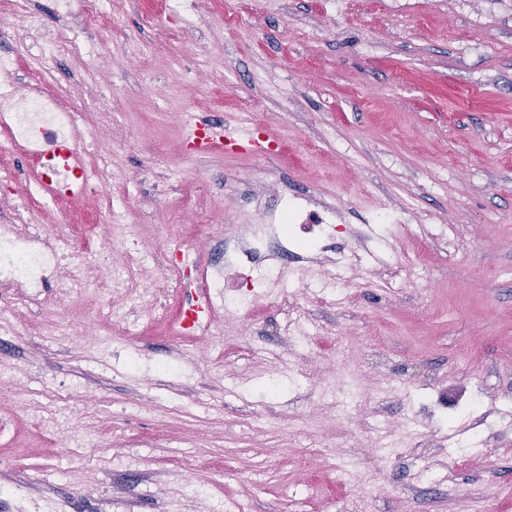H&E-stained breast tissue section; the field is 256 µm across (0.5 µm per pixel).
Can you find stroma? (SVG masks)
<instances>
[{
    "instance_id": "35a3bbf8",
    "label": "stroma",
    "mask_w": 512,
    "mask_h": 512,
    "mask_svg": "<svg viewBox=\"0 0 512 512\" xmlns=\"http://www.w3.org/2000/svg\"><path fill=\"white\" fill-rule=\"evenodd\" d=\"M31 7L102 57L61 58L51 86L113 114L77 147L127 180L73 205L125 208L138 244L115 261L190 224L217 260L248 182L336 205L337 249L379 287L342 269L328 294L358 301L341 309L289 284L325 354L271 310L185 342L170 304L129 301L117 331L80 303L0 297V512H293L310 478L338 512H512V0H197L186 23L166 0H112L97 27L83 0ZM242 107L270 151L191 152L187 120ZM384 209L401 233L361 242Z\"/></svg>"
}]
</instances>
